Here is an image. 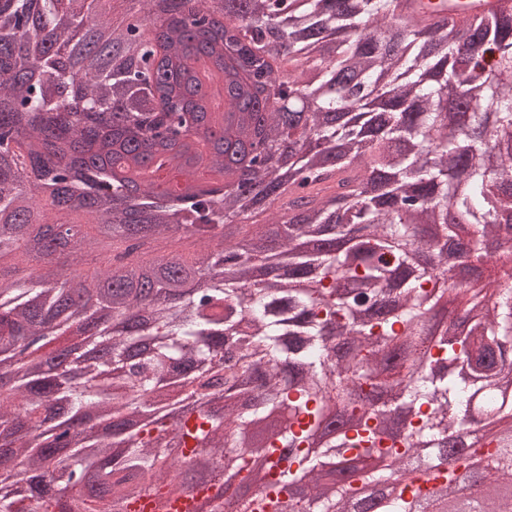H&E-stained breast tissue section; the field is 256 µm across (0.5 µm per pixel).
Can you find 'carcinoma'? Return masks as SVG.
I'll use <instances>...</instances> for the list:
<instances>
[{"instance_id":"obj_1","label":"carcinoma","mask_w":512,"mask_h":512,"mask_svg":"<svg viewBox=\"0 0 512 512\" xmlns=\"http://www.w3.org/2000/svg\"><path fill=\"white\" fill-rule=\"evenodd\" d=\"M242 11L246 31L275 26L288 43L282 62L309 108L305 127L270 115L269 136L298 146L286 170L264 171L266 192L227 203L174 208L149 190L127 214L112 196L64 170L43 166L12 138L21 120L8 99L50 122L71 114L70 75L61 51L92 17L90 0H7L0 7V512H123L133 497L178 477L224 467L247 482L255 457L271 472L265 489L237 502L241 512H357L358 490L384 483L377 462L435 450L447 467L431 491L407 479L375 512H415L428 495L442 508L461 493L458 463L444 456L467 434L473 403L490 425L512 429L511 281L450 288L473 253L420 239L416 224L472 227L479 239L506 238L512 209V10L461 23L424 24L410 0H222ZM211 0H196L156 32L146 9L142 35L158 34L167 61L196 79L198 34ZM23 35H18L19 30ZM148 78L122 65L87 77L83 108L108 122H142ZM47 180L54 205L76 199L86 222L53 221L38 209L29 176ZM283 227L278 247L257 217ZM189 234L210 248L209 274L185 284L201 262L141 258L152 243ZM65 254L38 281L17 265L36 251ZM93 254L99 264L85 268ZM95 283L83 301L64 287L73 272ZM454 293L471 313L463 334L429 333V303ZM30 351L16 364L18 351ZM424 361L461 362L435 377ZM399 393L405 433L388 431L391 410L373 391ZM288 409V430L257 451L251 431ZM103 431L82 428L89 411ZM485 476L467 488L481 512H512V448L484 455Z\"/></svg>"}]
</instances>
